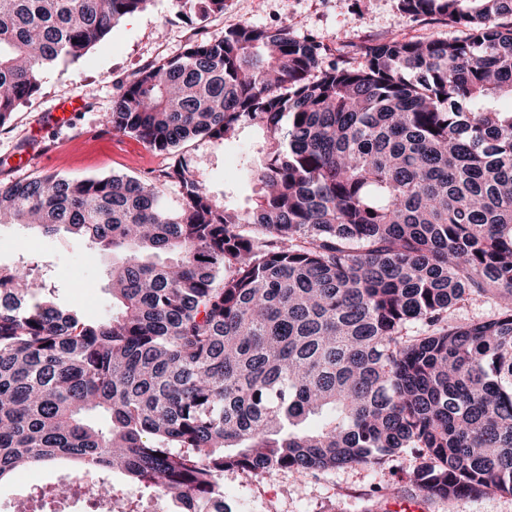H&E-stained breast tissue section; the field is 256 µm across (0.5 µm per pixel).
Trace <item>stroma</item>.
Here are the masks:
<instances>
[{"label":"stroma","instance_id":"35a3bbf8","mask_svg":"<svg viewBox=\"0 0 512 512\" xmlns=\"http://www.w3.org/2000/svg\"><path fill=\"white\" fill-rule=\"evenodd\" d=\"M238 21L288 29L325 49L324 62L338 52L356 56L360 47L391 36L459 37L458 28L414 20L398 9V0H227L223 16L210 18L205 37L223 35ZM193 28L178 15L173 0H154L151 9L122 20L105 43L80 60L59 59L44 76L39 94L21 104L9 125L0 129V179L29 180L44 175L98 178L126 174L144 178L162 170L166 155L136 138L107 132L119 81L140 67L179 54ZM69 105L66 121L53 123L57 105ZM255 133L226 146L188 143L183 153L203 173L214 194L225 185L241 189V201L252 199L244 155ZM85 239L59 232L34 234L21 224H0V265L11 267L37 258L38 277L56 287L59 306L89 320L112 312L106 289L110 258L89 257ZM413 458L389 460L376 469L341 468L299 479L276 470L253 479L238 472L224 474V500L238 512H369L379 490H386L379 512H512V496L488 493L451 501H430L407 478ZM73 468L59 462L16 472L0 483V512H17L33 490L66 479Z\"/></svg>","mask_w":512,"mask_h":512}]
</instances>
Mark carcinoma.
Returning a JSON list of instances; mask_svg holds the SVG:
<instances>
[{
	"label": "carcinoma",
	"instance_id": "cac0c4a2",
	"mask_svg": "<svg viewBox=\"0 0 512 512\" xmlns=\"http://www.w3.org/2000/svg\"><path fill=\"white\" fill-rule=\"evenodd\" d=\"M151 2L0 0V128L53 63ZM174 2L202 23L226 0ZM398 2L464 37L324 67L315 41L237 22L119 82L107 128L169 156L154 179L0 180V224L109 254L115 300L86 320L27 263L0 266V480L66 459L117 512L132 500L114 474L176 512H233L226 471L410 454L430 500L512 495V0ZM248 127L263 141L242 206L180 147ZM489 301L486 320H448ZM72 495L62 481L36 501Z\"/></svg>",
	"mask_w": 512,
	"mask_h": 512
}]
</instances>
